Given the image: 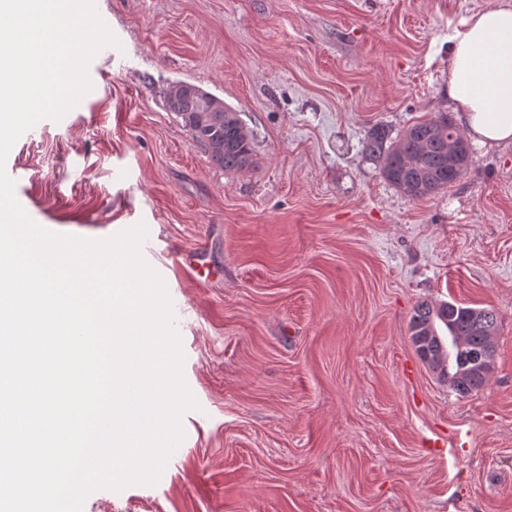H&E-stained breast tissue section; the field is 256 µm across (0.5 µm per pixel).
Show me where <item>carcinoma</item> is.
Segmentation results:
<instances>
[{
  "label": "carcinoma",
  "instance_id": "cac0c4a2",
  "mask_svg": "<svg viewBox=\"0 0 512 512\" xmlns=\"http://www.w3.org/2000/svg\"><path fill=\"white\" fill-rule=\"evenodd\" d=\"M169 111L181 119L209 161L226 171H244L254 165L252 138L238 112L223 101L205 97L197 86L180 82L167 94ZM465 137L448 116L412 123L396 139L381 125L371 127L361 143L362 155L380 164L383 177L408 197H430L461 177L470 152L454 162L450 158L453 141ZM444 326L450 336L465 338L462 348L448 346L438 332ZM408 331L418 344L421 359L450 383L454 393L466 398L477 393L486 382L468 376L470 357L487 350V339L496 334L497 315L491 308H472L456 302L423 301L415 306Z\"/></svg>",
  "mask_w": 512,
  "mask_h": 512
}]
</instances>
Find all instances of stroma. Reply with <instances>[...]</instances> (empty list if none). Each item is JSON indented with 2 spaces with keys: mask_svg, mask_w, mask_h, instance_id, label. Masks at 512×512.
Listing matches in <instances>:
<instances>
[{
  "mask_svg": "<svg viewBox=\"0 0 512 512\" xmlns=\"http://www.w3.org/2000/svg\"><path fill=\"white\" fill-rule=\"evenodd\" d=\"M491 2L95 0L118 46L6 170L54 232L146 224L199 407L155 485L83 512H512V141H470L464 175L422 200L360 153L373 125L450 112L448 38ZM178 82L240 114L254 168L193 143L166 104ZM423 301L495 310L478 393L417 355Z\"/></svg>",
  "mask_w": 512,
  "mask_h": 512,
  "instance_id": "1",
  "label": "stroma"
}]
</instances>
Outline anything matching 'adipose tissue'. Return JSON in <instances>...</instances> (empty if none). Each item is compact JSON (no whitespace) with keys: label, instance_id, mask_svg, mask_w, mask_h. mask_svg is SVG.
Returning <instances> with one entry per match:
<instances>
[{"label":"adipose tissue","instance_id":"1","mask_svg":"<svg viewBox=\"0 0 512 512\" xmlns=\"http://www.w3.org/2000/svg\"><path fill=\"white\" fill-rule=\"evenodd\" d=\"M448 101L480 143L512 140V0H493L448 39Z\"/></svg>","mask_w":512,"mask_h":512}]
</instances>
